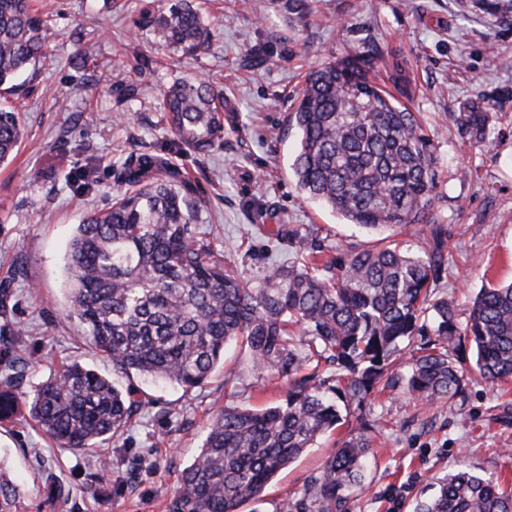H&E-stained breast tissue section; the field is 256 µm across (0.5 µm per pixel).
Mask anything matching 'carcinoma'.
<instances>
[{"instance_id":"1","label":"carcinoma","mask_w":512,"mask_h":512,"mask_svg":"<svg viewBox=\"0 0 512 512\" xmlns=\"http://www.w3.org/2000/svg\"><path fill=\"white\" fill-rule=\"evenodd\" d=\"M474 4L496 17L512 13V0ZM139 26L168 50L197 55L211 45L212 24L192 0H174L158 16L146 12ZM52 38L31 0H0V98L19 94L20 76L36 77ZM370 71L372 61L359 53L313 68L289 114L298 137L290 164L298 189L376 235L368 249L349 248L324 262L309 235L288 228L294 260L246 287L232 264L192 234L202 207L196 181L152 152L123 165L110 205L77 226L66 291L70 315L127 385L78 362L63 365L26 401L45 435L72 449L113 439L144 405L135 399L134 378L192 390L239 343L254 366L288 377V393L273 406L220 410L168 503V512H238L378 390L401 387L447 405L464 398L474 375L491 384L512 379V282L481 289L463 323L456 303L436 295L448 266V227L432 218L434 140L399 100L411 93L403 64L393 63L394 94ZM160 108L176 149L205 154L224 137V103L205 82L173 83ZM491 120L481 102L454 116L460 137L474 147L486 144ZM23 136L20 113L0 103V164ZM418 224L429 227L428 249L414 253L392 240ZM417 338L406 373L396 372L401 345ZM466 341L475 353L472 375L461 366ZM307 362L331 372L295 376ZM372 428L356 419L319 474L280 512H348L350 491L364 484ZM20 506L19 487L0 455V512ZM415 512H512V486L456 470Z\"/></svg>"}]
</instances>
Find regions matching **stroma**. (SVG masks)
I'll return each mask as SVG.
<instances>
[{
  "label": "stroma",
  "instance_id": "stroma-1",
  "mask_svg": "<svg viewBox=\"0 0 512 512\" xmlns=\"http://www.w3.org/2000/svg\"><path fill=\"white\" fill-rule=\"evenodd\" d=\"M264 12L245 0H195L214 20L207 53L154 50L151 31L136 28L141 11L170 0H35L56 32L39 75L14 99L26 127L17 153L0 164V279L9 278L7 316H0V379L19 365L20 396L62 362L77 361L103 375L112 363L89 344L70 317L64 257L78 224L110 203L123 163L150 151L195 178L206 200L197 236L257 286L269 269L293 258L276 228L288 224L316 237L325 257L347 246L369 248L373 237L306 198L288 165L296 136L286 127L306 74L347 53L373 59L372 76L390 87L393 58L411 80V111L435 137L440 159L433 215L448 227V267L439 290L467 310L481 288L512 281V21H494L468 0H316L311 14L288 13L286 0H264ZM83 29L97 46L81 64L70 35ZM152 48L150 59L139 52ZM262 52L272 63L248 66ZM123 71L135 97L101 81L103 67ZM206 80L224 99L230 120L208 155L175 150L159 110L164 90L178 80ZM485 100L494 114L486 145L470 147L454 113ZM96 166L92 190L69 173ZM148 400L118 439L85 450L64 449L31 420L0 428L22 493V512H166L165 493L197 456L213 415L223 406L256 408L283 400L285 376L257 369L230 349L205 386L190 391L144 381ZM364 414L374 421L375 457L350 512H414L430 483L459 468L495 473L512 482V382H469L462 402L442 407L404 391L371 396ZM346 435L338 429L308 449L239 512H279L303 492ZM67 491L50 503L45 472Z\"/></svg>",
  "mask_w": 512,
  "mask_h": 512
}]
</instances>
